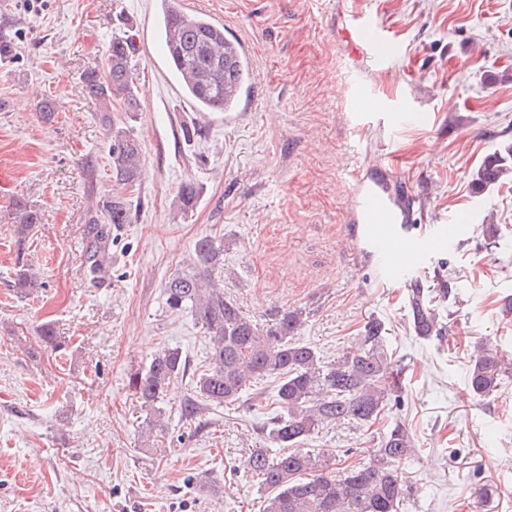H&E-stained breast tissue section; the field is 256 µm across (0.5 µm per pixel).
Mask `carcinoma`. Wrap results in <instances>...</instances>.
I'll return each mask as SVG.
<instances>
[{
  "mask_svg": "<svg viewBox=\"0 0 512 512\" xmlns=\"http://www.w3.org/2000/svg\"><path fill=\"white\" fill-rule=\"evenodd\" d=\"M159 27L168 69L181 91L201 112L231 111L248 80L249 69L240 48L224 38V28L200 14L174 10L161 15ZM137 52L135 33L130 28L113 37L103 68L83 72L85 91L101 111H110L117 102L127 112L138 111L133 64ZM110 153L112 177L123 186L135 187L143 158L140 139L117 129L112 132ZM510 174L512 142L484 159L473 176V185L483 189ZM196 199L197 188L183 185L180 211L188 212ZM100 207L108 224L131 221L127 197L113 195ZM12 211L13 234L21 245L42 223L43 214L23 198L13 202ZM103 239L104 235L94 230L87 244L86 259L98 271L105 260ZM222 274L224 241L205 236L195 246L190 270L164 286L168 308L190 312L209 340L208 369L196 381L195 399L184 404L182 417L193 420L201 401L227 406L259 382L274 379L273 404L279 413L269 422V439L283 452L269 456L258 450L244 462L265 491L262 512H398L405 494L400 465L413 448L412 435L402 424L389 426L373 457L340 471L301 447L322 426L348 424L364 429L385 416L391 396L402 389L404 369L388 355L383 323L377 319L367 322L357 347L326 361L316 347L297 337L305 323L302 310L285 309L260 327L224 294ZM39 286L31 269L18 271L14 287L20 292ZM410 317L419 337L442 336L436 313L418 281L411 284ZM38 334L40 346L55 353L65 350V342L50 325L42 326ZM186 365L179 348H164L129 375V388L146 412L141 430L144 442L161 452L165 450L166 432L163 404ZM511 365L493 350L478 347L469 371L470 395L480 399L494 393Z\"/></svg>",
  "mask_w": 512,
  "mask_h": 512,
  "instance_id": "carcinoma-1",
  "label": "carcinoma"
}]
</instances>
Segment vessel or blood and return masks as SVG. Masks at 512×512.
I'll list each match as a JSON object with an SVG mask.
<instances>
[{
  "label": "vessel or blood",
  "instance_id": "obj_1",
  "mask_svg": "<svg viewBox=\"0 0 512 512\" xmlns=\"http://www.w3.org/2000/svg\"><path fill=\"white\" fill-rule=\"evenodd\" d=\"M341 37L352 60H383L396 56L398 45L367 23L344 25ZM354 193L348 221L365 228L375 250L403 246L424 248L425 240L410 231L417 223L419 202L411 189L397 178L391 167L369 160L353 172Z\"/></svg>",
  "mask_w": 512,
  "mask_h": 512
}]
</instances>
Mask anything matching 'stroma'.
I'll return each mask as SVG.
<instances>
[{"instance_id":"1","label":"stroma","mask_w":512,"mask_h":512,"mask_svg":"<svg viewBox=\"0 0 512 512\" xmlns=\"http://www.w3.org/2000/svg\"><path fill=\"white\" fill-rule=\"evenodd\" d=\"M224 34L251 45L248 88L234 112H201L167 70L156 0H0V31L17 45L0 64V512H260L242 462L272 450L264 429L274 385L228 406L181 416L209 341L189 313L165 304L196 241L224 240V292L268 324L299 308L301 341L326 359L349 351L366 323L387 329L404 367L398 405L369 431H315L306 446L336 468L366 460L388 426L414 447L401 464V512H512V376L483 399L468 393L480 345L512 359V182L472 184L484 158L512 140V0H202ZM367 19L400 51L359 74L340 45L343 15ZM133 22L140 109L101 114L80 75L103 64ZM365 107L351 109L354 98ZM56 104L44 121L39 103ZM197 133L186 136V126ZM143 144L130 223L109 237L105 285L85 260L97 206L112 193L113 128ZM391 164L422 202L413 257L362 256L349 224L352 170ZM198 190L188 213L184 184ZM43 214L25 245L12 203ZM497 227L495 236L484 225ZM35 259L41 288L13 286ZM403 267L400 279L388 272ZM420 281L445 329L422 339L409 317ZM67 343L34 358L41 325ZM180 348L185 374L170 390L164 453L144 447L130 369Z\"/></svg>"}]
</instances>
